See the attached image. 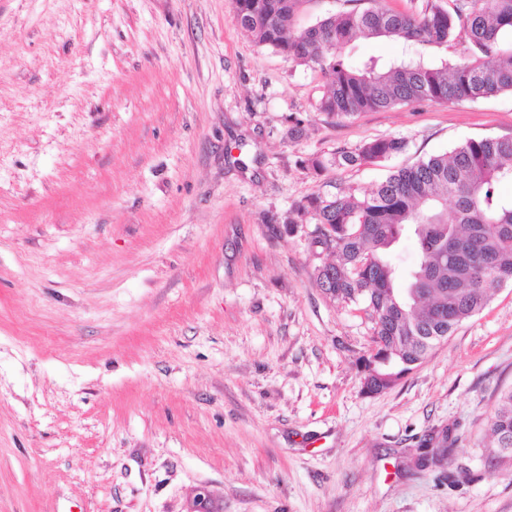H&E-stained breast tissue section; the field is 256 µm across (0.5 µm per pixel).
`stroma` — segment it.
<instances>
[{
  "label": "stroma",
  "mask_w": 512,
  "mask_h": 512,
  "mask_svg": "<svg viewBox=\"0 0 512 512\" xmlns=\"http://www.w3.org/2000/svg\"><path fill=\"white\" fill-rule=\"evenodd\" d=\"M324 84L233 0H0V512H512V284L370 396L374 323L290 221L512 135V95L330 119ZM406 147L407 142L403 138L377 139L363 144L354 152H344L329 158H314L309 163L314 171L321 174L345 165L380 163L402 153ZM488 431L496 442L492 450L493 459L501 457L503 452L512 451V388L503 391L498 399L493 414L489 418ZM511 446V448L509 447Z\"/></svg>",
  "instance_id": "obj_1"
}]
</instances>
